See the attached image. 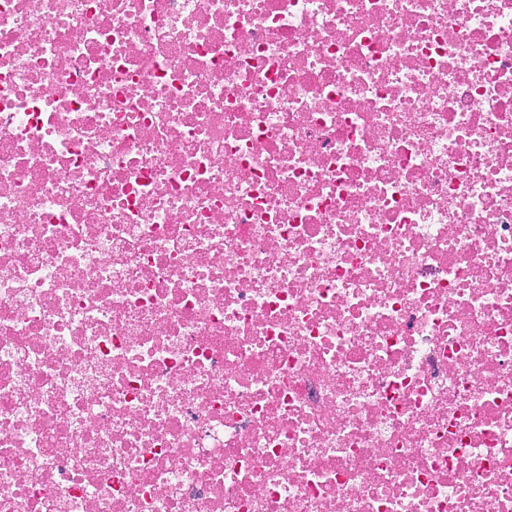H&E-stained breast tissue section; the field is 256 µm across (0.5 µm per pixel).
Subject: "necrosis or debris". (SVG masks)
<instances>
[{
    "mask_svg": "<svg viewBox=\"0 0 512 512\" xmlns=\"http://www.w3.org/2000/svg\"><path fill=\"white\" fill-rule=\"evenodd\" d=\"M0 512H512V0H0Z\"/></svg>",
    "mask_w": 512,
    "mask_h": 512,
    "instance_id": "4bbe7bcc",
    "label": "necrosis or debris"
}]
</instances>
